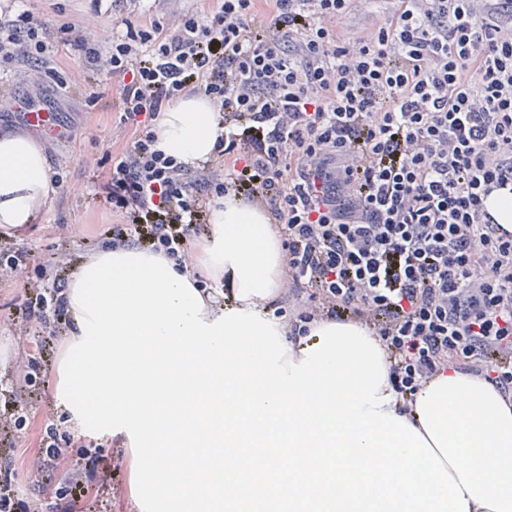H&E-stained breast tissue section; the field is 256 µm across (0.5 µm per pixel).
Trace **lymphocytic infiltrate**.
Returning a JSON list of instances; mask_svg holds the SVG:
<instances>
[{"mask_svg": "<svg viewBox=\"0 0 512 512\" xmlns=\"http://www.w3.org/2000/svg\"><path fill=\"white\" fill-rule=\"evenodd\" d=\"M347 41L351 0H221L207 17L126 23L106 50L63 30L88 65L121 80L132 144L103 189L116 249L185 262L215 199L268 213L286 250L274 313L290 339L323 321L373 336L402 411L441 371L512 404V231L487 207L512 193V0H397ZM0 62L37 85L49 19L11 0ZM204 95L224 136L188 166L156 149L162 111Z\"/></svg>", "mask_w": 512, "mask_h": 512, "instance_id": "1", "label": "lymphocytic infiltrate"}]
</instances>
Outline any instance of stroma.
<instances>
[{"mask_svg": "<svg viewBox=\"0 0 512 512\" xmlns=\"http://www.w3.org/2000/svg\"><path fill=\"white\" fill-rule=\"evenodd\" d=\"M28 8L50 15L53 26L49 41H56V26L69 21L85 23L89 42L108 47L122 19L132 17V0H114L109 12L91 14V0H28ZM387 15L384 0H353L350 12L339 25L350 38L372 34ZM83 54L74 49L55 51L48 61V73L40 86L21 87L0 78V134L13 132L30 136V129L16 114L19 100L56 112L63 128L62 136L39 138L51 170L57 180L51 190L47 209L26 229L0 234V250L15 257L16 276L0 279V415L16 414L18 427L0 434V469L12 472L9 493L15 512H60L68 497L63 492L65 471L54 467L46 474L50 489L32 486L21 476L28 455L40 444H53L70 459L96 457L116 465L114 480L117 494L100 493L88 487L77 501V512H142L136 491V455L119 437L98 436L82 430L71 421L54 397L57 367L65 356L69 339L60 337L46 350L35 341L15 336L11 324L33 312L35 298L24 288V281H42L48 295L61 296L66 282L43 278L54 259L62 252L98 251L112 243L104 229L116 222L98 177L107 160L131 144L130 128L120 121L118 79L98 72L92 93L76 89L60 95V81L69 79L81 65Z\"/></svg>", "mask_w": 512, "mask_h": 512, "instance_id": "obj_1", "label": "stroma"}]
</instances>
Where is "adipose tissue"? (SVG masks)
<instances>
[{"mask_svg":"<svg viewBox=\"0 0 512 512\" xmlns=\"http://www.w3.org/2000/svg\"><path fill=\"white\" fill-rule=\"evenodd\" d=\"M224 132L202 97L171 106L157 126L158 149L192 164L213 152ZM50 201V168L43 149L22 135L0 136V232L33 224ZM207 237L194 248L195 266L229 289L237 308L260 311L281 283L284 251L265 217L242 202L214 206ZM412 425L443 461L469 512H512V405L489 383L451 370L416 398Z\"/></svg>","mask_w":512,"mask_h":512,"instance_id":"ef3b65f1","label":"adipose tissue"}]
</instances>
